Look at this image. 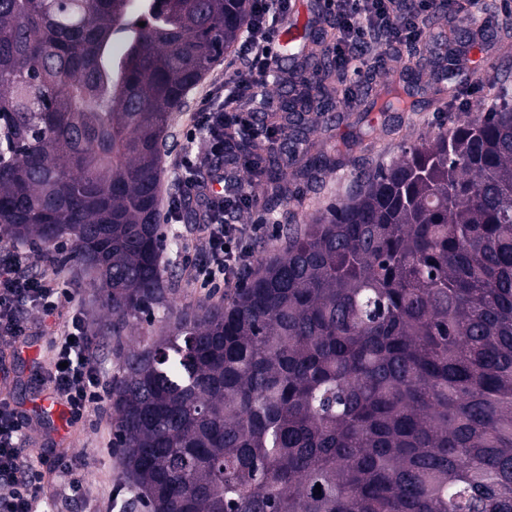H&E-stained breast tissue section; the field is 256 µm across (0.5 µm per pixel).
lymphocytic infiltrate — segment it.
Masks as SVG:
<instances>
[{
	"mask_svg": "<svg viewBox=\"0 0 512 512\" xmlns=\"http://www.w3.org/2000/svg\"><path fill=\"white\" fill-rule=\"evenodd\" d=\"M433 0H324L325 13L333 17L336 40L331 56L344 69L375 47H416L422 41L423 17ZM288 0H253V14L237 49L241 65L225 71L219 85L199 102L183 134L177 161V189L167 199L165 221H181L186 203L197 211L196 229L206 242L203 259L191 263L190 277L200 287L232 293L242 287L248 272L259 264L253 244L268 232L264 224H228L224 202L237 210L253 207L255 198L245 189V162L224 152L223 129L232 124L259 135L257 112L266 108L263 89L281 69L276 34ZM210 171L222 191L209 193L198 175ZM32 249L0 246V337L18 340L29 330L28 314L37 310L53 316L66 292L55 277L34 273ZM39 385L51 390L70 421L90 409L102 408L107 385L92 364V340L82 313H73L55 332V351L35 373ZM29 421L0 401V512H38L46 475L63 478L72 492L83 488V476L73 460L59 452L32 464L28 453Z\"/></svg>",
	"mask_w": 512,
	"mask_h": 512,
	"instance_id": "obj_1",
	"label": "lymphocytic infiltrate"
}]
</instances>
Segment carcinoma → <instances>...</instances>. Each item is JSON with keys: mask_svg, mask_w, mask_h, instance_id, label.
I'll list each match as a JSON object with an SVG mask.
<instances>
[{"mask_svg": "<svg viewBox=\"0 0 512 512\" xmlns=\"http://www.w3.org/2000/svg\"><path fill=\"white\" fill-rule=\"evenodd\" d=\"M253 0H0V229L93 271L102 332L152 324L162 157L186 91L235 48ZM145 26H139V23ZM325 84L273 100L256 149L224 127L269 205L286 150L316 187L361 146L309 142ZM408 64L369 87L413 109ZM355 173L356 189L286 228L288 248L225 303L119 353L121 512H512V104ZM321 486L316 493L315 486Z\"/></svg>", "mask_w": 512, "mask_h": 512, "instance_id": "carcinoma-1", "label": "carcinoma"}]
</instances>
